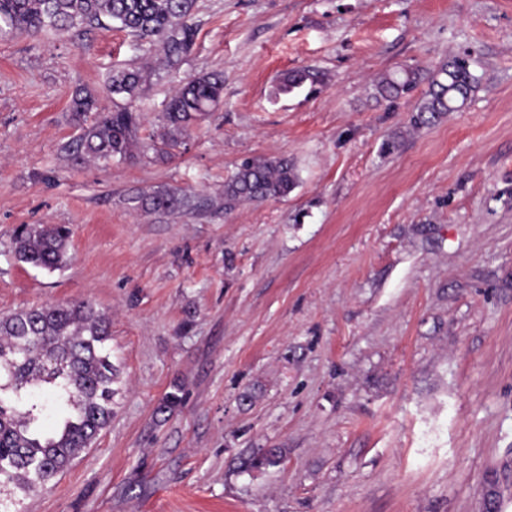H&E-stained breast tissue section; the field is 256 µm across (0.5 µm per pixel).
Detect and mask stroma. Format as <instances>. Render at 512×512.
<instances>
[{"label": "stroma", "instance_id": "35a3bbf8", "mask_svg": "<svg viewBox=\"0 0 512 512\" xmlns=\"http://www.w3.org/2000/svg\"><path fill=\"white\" fill-rule=\"evenodd\" d=\"M193 23L173 68L117 28L0 37V314L92 301L121 369L109 427L25 512H512V0H198ZM452 54L480 77L464 111L413 128L419 95H376ZM143 61L141 136L189 77L223 98L170 157L73 168L75 89L111 107ZM253 157L295 188L225 212ZM169 188L209 206L129 202ZM21 224L68 225L69 263H19ZM246 448L286 458L241 473ZM422 80L419 70L405 67L382 76L376 85L378 95L387 100H396L416 90ZM134 208L151 213L192 214L201 207L200 200L178 189L143 192L130 198ZM183 390L178 384L172 386L159 401L155 409V417L159 423L167 421L183 404Z\"/></svg>", "mask_w": 512, "mask_h": 512}]
</instances>
